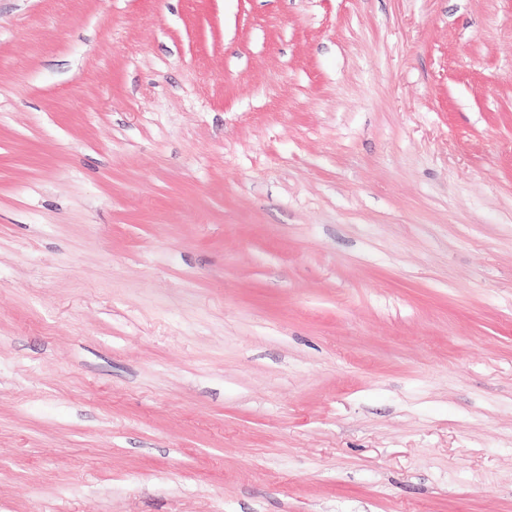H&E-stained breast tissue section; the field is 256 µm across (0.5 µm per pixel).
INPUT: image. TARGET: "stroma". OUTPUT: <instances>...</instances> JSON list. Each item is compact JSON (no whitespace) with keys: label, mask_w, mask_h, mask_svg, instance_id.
<instances>
[{"label":"stroma","mask_w":512,"mask_h":512,"mask_svg":"<svg viewBox=\"0 0 512 512\" xmlns=\"http://www.w3.org/2000/svg\"><path fill=\"white\" fill-rule=\"evenodd\" d=\"M0 512H512V0H0Z\"/></svg>","instance_id":"35a3bbf8"}]
</instances>
